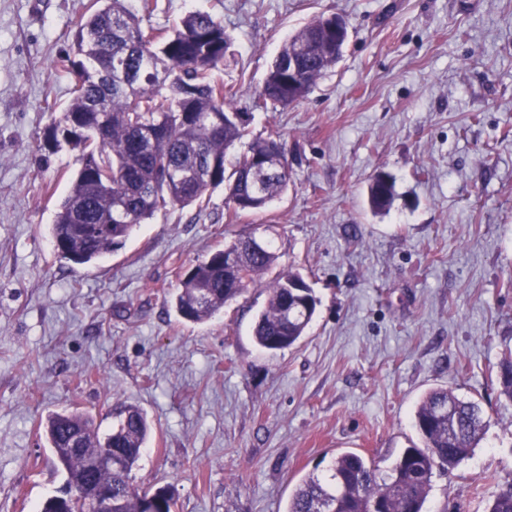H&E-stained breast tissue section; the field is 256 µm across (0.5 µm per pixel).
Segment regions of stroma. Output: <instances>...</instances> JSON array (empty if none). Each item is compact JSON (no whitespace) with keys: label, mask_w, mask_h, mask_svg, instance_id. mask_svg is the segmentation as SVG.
Returning <instances> with one entry per match:
<instances>
[{"label":"stroma","mask_w":512,"mask_h":512,"mask_svg":"<svg viewBox=\"0 0 512 512\" xmlns=\"http://www.w3.org/2000/svg\"><path fill=\"white\" fill-rule=\"evenodd\" d=\"M148 23L188 12L224 24L223 78L251 136L278 131L287 192L228 221L225 188L166 206L83 267L49 234L80 166L44 133L71 96L54 61L91 0H0V512H36L67 475L43 434L76 406L108 432L135 406L151 433L132 483L174 512H286L307 476L354 450L387 471L419 436L421 397L452 388L488 421L473 454L434 477L424 512H484L512 484V0H156ZM342 16L341 59L308 97H255L283 42ZM391 174L385 213L371 176ZM271 241L318 300L306 336L267 353L254 284L204 323L172 300L198 258L236 237ZM383 176L388 177L389 182L383 183ZM395 194V184L390 175L379 172L372 178L368 187V199L373 210L383 211L388 209L395 198Z\"/></svg>","instance_id":"35a3bbf8"}]
</instances>
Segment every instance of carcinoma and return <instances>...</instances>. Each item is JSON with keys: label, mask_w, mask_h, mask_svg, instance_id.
<instances>
[{"label": "carcinoma", "mask_w": 512, "mask_h": 512, "mask_svg": "<svg viewBox=\"0 0 512 512\" xmlns=\"http://www.w3.org/2000/svg\"><path fill=\"white\" fill-rule=\"evenodd\" d=\"M103 6L80 16L72 52L60 59L74 76L71 98L48 140L63 137L80 155V168L61 200L51 237L58 254L89 265L123 246L131 234L166 204L199 205L223 185L229 219L263 211L287 189L288 162L277 133L231 150L248 135L236 92L221 73L230 40L221 21L190 12L170 30L144 25L156 0H96ZM347 38H336L329 18L318 16L279 50L257 99L287 107L312 91L317 80L341 57ZM304 52L300 78L288 85V49ZM377 173L368 187L371 208L383 211L395 198L394 181ZM237 252L233 265L224 253ZM267 248L248 249L240 236L198 261L181 279L177 313L203 322L261 280L277 264ZM303 275L291 269L266 283L269 299L253 329L255 344L277 352L300 342L313 320L317 300L310 288H296ZM500 394L512 402V357L499 370ZM421 445L404 449L385 474L364 455L344 451L325 477L315 474L294 490L287 512H423L434 474L447 473L468 459L486 422L479 404L448 388L428 391L415 411ZM145 414L128 407L105 438L94 417L83 411L56 412L45 421L52 451L67 446L71 433L83 434L86 454L112 448V468L87 472L84 458L67 460L68 486L112 487V512H173L167 492L139 494L131 483L149 437ZM486 512H512V490L492 496Z\"/></svg>", "instance_id": "1"}]
</instances>
